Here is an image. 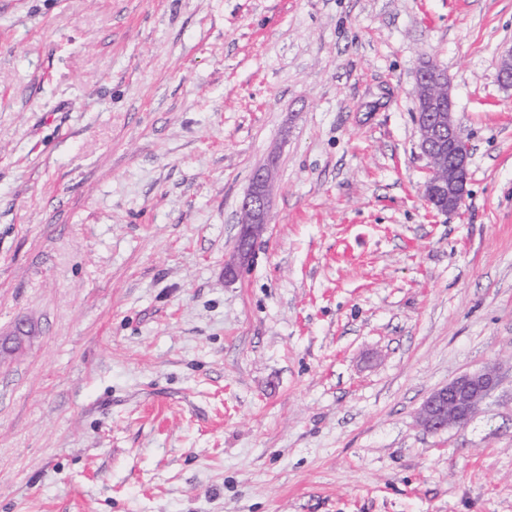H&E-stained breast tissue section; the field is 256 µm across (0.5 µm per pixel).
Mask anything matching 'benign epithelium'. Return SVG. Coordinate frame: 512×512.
<instances>
[{"label":"benign epithelium","mask_w":512,"mask_h":512,"mask_svg":"<svg viewBox=\"0 0 512 512\" xmlns=\"http://www.w3.org/2000/svg\"><path fill=\"white\" fill-rule=\"evenodd\" d=\"M498 78L512 87V52L501 57ZM414 120L419 131V149L429 164V177L423 197L428 205L443 213H456L466 192L470 152L459 128L452 87L434 65H422L414 87ZM272 174L267 165L257 166L251 184L241 202V230L226 274L236 276V267L251 258L255 239L268 224L269 191ZM31 327L22 322L0 339L9 352L23 350L31 336ZM498 385L494 367L484 366L466 372L447 385L434 390L416 413L419 427L439 434L462 427L471 420L483 400Z\"/></svg>","instance_id":"obj_1"}]
</instances>
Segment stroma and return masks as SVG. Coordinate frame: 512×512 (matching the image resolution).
<instances>
[{"label": "stroma", "instance_id": "35a3bbf8", "mask_svg": "<svg viewBox=\"0 0 512 512\" xmlns=\"http://www.w3.org/2000/svg\"><path fill=\"white\" fill-rule=\"evenodd\" d=\"M511 48L512 0H0V331L36 327L0 512H512ZM426 61L470 149L451 215ZM493 363L467 425L416 426ZM419 149L429 164L423 197L443 213H456L466 192L470 152L459 128L452 87L434 65H422L414 87ZM272 174L267 165L257 166L251 184L241 202V230L233 251V259L227 266V277L235 278L236 267L249 261L255 239L268 224L269 191Z\"/></svg>", "mask_w": 512, "mask_h": 512}]
</instances>
